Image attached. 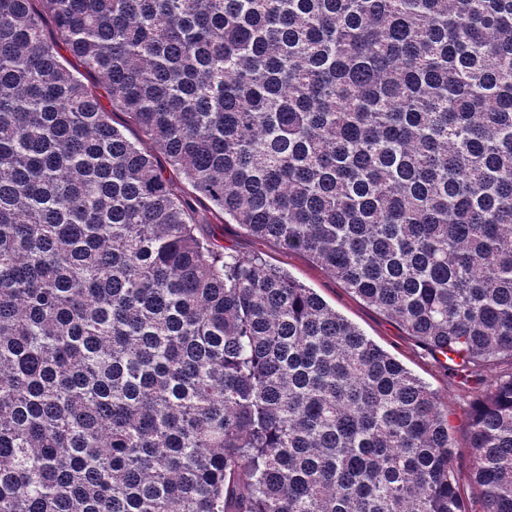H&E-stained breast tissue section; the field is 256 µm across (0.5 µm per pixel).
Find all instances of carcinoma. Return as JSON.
I'll list each match as a JSON object with an SVG mask.
<instances>
[{"label":"carcinoma","mask_w":512,"mask_h":512,"mask_svg":"<svg viewBox=\"0 0 512 512\" xmlns=\"http://www.w3.org/2000/svg\"><path fill=\"white\" fill-rule=\"evenodd\" d=\"M189 195L454 354L512 512V0H0V512H468L437 394Z\"/></svg>","instance_id":"cac0c4a2"}]
</instances>
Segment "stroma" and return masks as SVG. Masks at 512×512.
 I'll use <instances>...</instances> for the list:
<instances>
[{
    "label": "stroma",
    "mask_w": 512,
    "mask_h": 512,
    "mask_svg": "<svg viewBox=\"0 0 512 512\" xmlns=\"http://www.w3.org/2000/svg\"><path fill=\"white\" fill-rule=\"evenodd\" d=\"M209 226L220 234L225 247L240 255H260L268 264L287 271L306 287L317 292L328 305L361 330L364 335L400 361L413 375L434 390L455 419L453 446L459 461L458 484L463 498L473 512H480L481 492L469 473V433L463 411L464 393L454 378L431 352L415 337L374 306L369 305L335 277L298 252L249 235L240 225L210 220Z\"/></svg>",
    "instance_id": "obj_1"
}]
</instances>
